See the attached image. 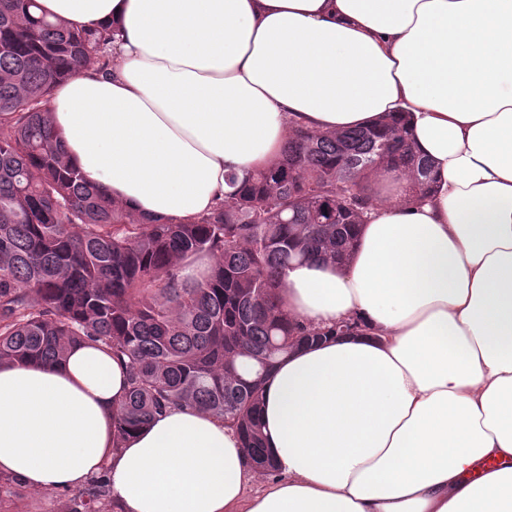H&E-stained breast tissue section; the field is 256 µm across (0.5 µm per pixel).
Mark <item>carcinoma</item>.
<instances>
[{"label": "carcinoma", "instance_id": "carcinoma-1", "mask_svg": "<svg viewBox=\"0 0 512 512\" xmlns=\"http://www.w3.org/2000/svg\"><path fill=\"white\" fill-rule=\"evenodd\" d=\"M0 0V363L51 362L74 342L127 358L113 439L158 412L193 405L235 427L253 468L275 472L261 394L278 359L321 332L278 303L294 262H343L391 166L433 182L402 121L341 132L296 130L278 161L190 224L146 221L65 160L50 122L55 86L111 64L112 27L75 31ZM209 261L208 275L182 271ZM65 512H112L106 476L67 492Z\"/></svg>", "mask_w": 512, "mask_h": 512}]
</instances>
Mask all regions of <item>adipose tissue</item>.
<instances>
[{
    "label": "adipose tissue",
    "mask_w": 512,
    "mask_h": 512,
    "mask_svg": "<svg viewBox=\"0 0 512 512\" xmlns=\"http://www.w3.org/2000/svg\"><path fill=\"white\" fill-rule=\"evenodd\" d=\"M117 49L51 102L67 160L130 210L191 223L294 125L404 113L434 187L386 167L341 265L296 262L278 301L316 329L263 388L255 472L233 428L169 408L121 445L127 365L72 345L0 365V475L29 489L107 472L114 512H512V0H37Z\"/></svg>",
    "instance_id": "ef3b65f1"
}]
</instances>
